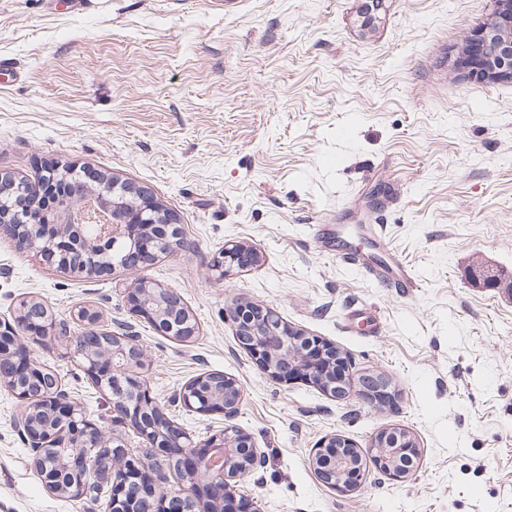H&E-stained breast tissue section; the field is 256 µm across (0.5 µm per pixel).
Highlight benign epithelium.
Masks as SVG:
<instances>
[{
	"label": "benign epithelium",
	"instance_id": "obj_1",
	"mask_svg": "<svg viewBox=\"0 0 512 512\" xmlns=\"http://www.w3.org/2000/svg\"><path fill=\"white\" fill-rule=\"evenodd\" d=\"M494 3L493 13L466 39V47L454 62L455 69L487 81L512 78V0ZM110 186L112 205L96 199L110 219L100 222L92 237L83 236L79 229L83 224L79 205L89 197L75 183L68 187L56 212L54 235H48L49 226L35 223L38 213L33 206L42 193L41 185L19 187L14 207L6 212L0 209V234L48 264L86 274L108 267L142 270L155 254L149 249L155 242L165 245L168 254L185 249L186 235L178 217L154 204L144 187L115 177ZM106 241L110 250L101 253L99 263L93 267L85 264V254ZM258 260L256 251L231 242L212 257L210 266L225 277L256 265ZM471 275L477 284L507 288L512 293V280H503L502 272L480 260L474 261ZM127 303L133 318L146 320L162 336L189 342L196 335L195 318L173 290L143 277L128 291ZM77 320L84 323L80 334L84 344L74 346V353L95 384L112 396L115 419L133 428L143 447L141 454L133 455L119 435L107 437L60 383L47 397L33 395L24 378L45 365L33 358L24 342L30 327L21 316L12 322L0 320V337L8 340L0 346V383L21 402L15 428L31 449L46 489L73 500L91 495L98 468L91 451L109 448L107 473L112 484L108 512H168L169 501L181 495L196 500L202 512H256L253 500L232 491L263 459L248 436L232 424L242 398L238 383L222 373H208L190 380L178 392V400L189 410L221 413L229 422L221 436L195 443L166 417L141 380L130 374L144 357L133 325L122 322L103 333L97 329L99 318L89 309L79 311ZM230 320L239 345L273 379L285 383L301 380L337 398L349 391L346 359L326 339L292 327L274 309L251 302L236 307ZM359 385L360 394L370 401L389 396V381L380 373L367 375ZM370 448L365 460L349 439L331 435L313 452L314 473L324 484L350 492L357 488L360 472L369 463L391 479L404 482L421 458L415 439L399 428L377 433ZM175 464L195 480L186 489L169 491L160 474ZM72 466L83 469L84 479L65 484L61 478Z\"/></svg>",
	"mask_w": 512,
	"mask_h": 512
}]
</instances>
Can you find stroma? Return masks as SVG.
Masks as SVG:
<instances>
[{"label": "stroma", "mask_w": 512, "mask_h": 512, "mask_svg": "<svg viewBox=\"0 0 512 512\" xmlns=\"http://www.w3.org/2000/svg\"><path fill=\"white\" fill-rule=\"evenodd\" d=\"M361 0H0V172L49 165L144 186L175 213L190 249L136 274H79L0 235V320L43 301L56 319L94 305L126 321L138 276L172 289L194 315L182 343L135 322L140 376L196 442L223 414L174 393L206 372L240 384L234 419L265 457L237 487L258 512H512V296L475 286V258L512 273V79L455 70L493 0H386L373 26ZM353 246L395 254L419 286L383 288L336 256ZM385 227L378 248L366 227ZM257 249V266L210 267L225 242ZM250 301L343 353L352 378L379 372L392 398H334L273 380L229 319ZM35 359L105 432H120L70 340L27 334ZM0 385V512H106L108 492L49 494ZM408 430L422 450L397 482L367 466L358 489L318 480L326 436L365 449Z\"/></svg>", "instance_id": "1"}]
</instances>
